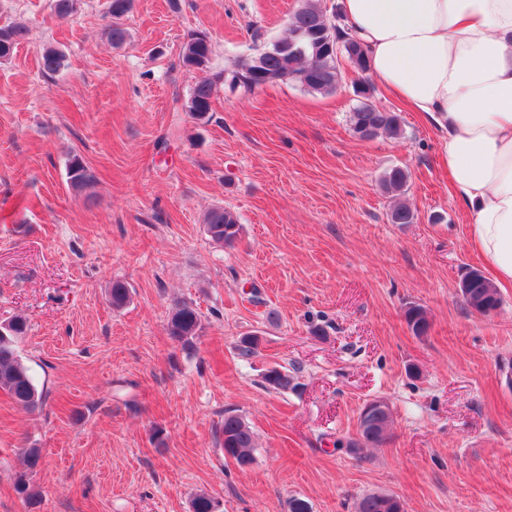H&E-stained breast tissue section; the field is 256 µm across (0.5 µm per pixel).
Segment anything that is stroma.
Returning a JSON list of instances; mask_svg holds the SVG:
<instances>
[{
    "label": "stroma",
    "mask_w": 512,
    "mask_h": 512,
    "mask_svg": "<svg viewBox=\"0 0 512 512\" xmlns=\"http://www.w3.org/2000/svg\"><path fill=\"white\" fill-rule=\"evenodd\" d=\"M300 2L133 0L116 47L108 0L64 19L54 0H0V27L27 30L0 59V321L26 320L17 350L46 394L27 411L0 391V512H191L198 493L217 512H289L294 496L355 512L369 493L405 512H512V288L490 315L458 292L483 262L440 133L379 87L399 138L353 135L351 81L324 95L225 79ZM193 31L213 45L204 120L180 62ZM48 45L66 57L51 76ZM73 154L87 190L67 182ZM396 165L412 224L390 223L380 188ZM216 206L239 217L236 247L205 231ZM182 302L201 319L190 349L167 332ZM412 304L427 335L405 322ZM248 332L261 345L246 360ZM275 364L298 368L297 390L261 387ZM377 398L388 440L347 448ZM229 410L255 432L245 467L217 442ZM32 447L34 505L13 488ZM66 174L70 186L78 191L90 188L95 181L93 173L76 154L69 158Z\"/></svg>",
    "instance_id": "obj_1"
}]
</instances>
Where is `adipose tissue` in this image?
Wrapping results in <instances>:
<instances>
[{
    "label": "adipose tissue",
    "mask_w": 512,
    "mask_h": 512,
    "mask_svg": "<svg viewBox=\"0 0 512 512\" xmlns=\"http://www.w3.org/2000/svg\"><path fill=\"white\" fill-rule=\"evenodd\" d=\"M371 75L445 141L491 281L512 287V0H333Z\"/></svg>",
    "instance_id": "1"
}]
</instances>
